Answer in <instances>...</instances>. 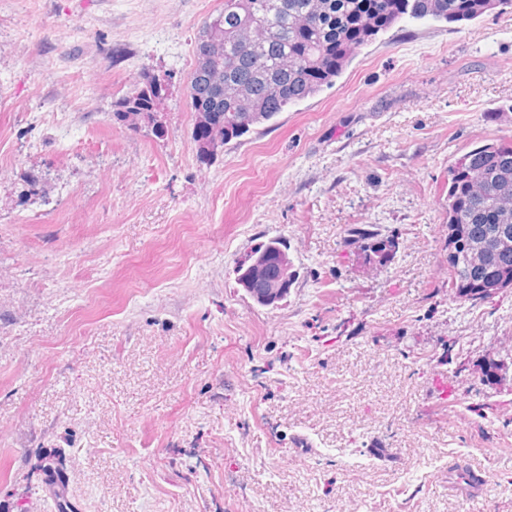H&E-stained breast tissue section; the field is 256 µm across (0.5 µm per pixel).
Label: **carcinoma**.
Returning <instances> with one entry per match:
<instances>
[{"label":"carcinoma","mask_w":512,"mask_h":512,"mask_svg":"<svg viewBox=\"0 0 512 512\" xmlns=\"http://www.w3.org/2000/svg\"><path fill=\"white\" fill-rule=\"evenodd\" d=\"M512 0H224L202 27L189 86L197 157L208 163L224 146L335 83L359 51L401 22L463 23ZM163 98L157 75L140 74L134 90L112 104L115 122L152 120ZM448 283L455 297L481 302L512 288V142L487 143L448 169ZM348 243L366 260L385 264L398 249L393 237L356 226ZM482 247L484 264L469 260ZM257 248L237 262L239 287L267 292L277 267L252 266Z\"/></svg>","instance_id":"cac0c4a2"}]
</instances>
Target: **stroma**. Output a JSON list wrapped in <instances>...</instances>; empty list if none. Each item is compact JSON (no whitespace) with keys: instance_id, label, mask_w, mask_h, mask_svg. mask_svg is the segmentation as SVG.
<instances>
[{"instance_id":"35a3bbf8","label":"stroma","mask_w":512,"mask_h":512,"mask_svg":"<svg viewBox=\"0 0 512 512\" xmlns=\"http://www.w3.org/2000/svg\"><path fill=\"white\" fill-rule=\"evenodd\" d=\"M223 6L0 0V512H59L58 449L68 512H512V290L455 298L445 246L449 167L512 139V9L400 24L204 164ZM145 69L162 139L112 119ZM270 238L297 281L263 307L233 268ZM348 243L355 245L366 258L379 264L390 262L398 249V242L393 237H383L378 230L356 226L349 230ZM450 474L455 478L456 483H464L473 502L482 498L484 494V477L482 475L474 471H466L464 466L456 463L452 465Z\"/></svg>"}]
</instances>
